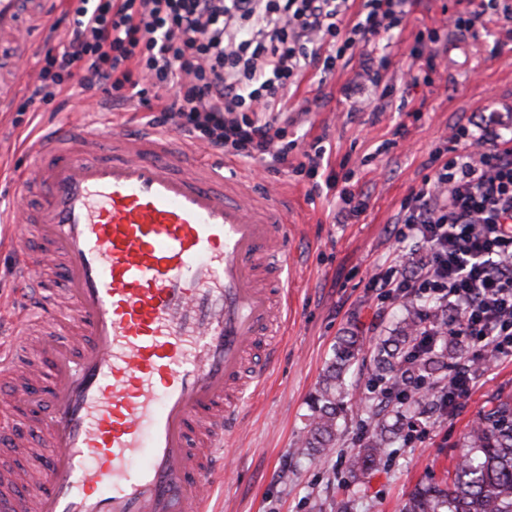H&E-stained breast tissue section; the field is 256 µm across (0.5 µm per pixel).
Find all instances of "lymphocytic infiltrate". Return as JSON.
<instances>
[{
    "label": "lymphocytic infiltrate",
    "instance_id": "1",
    "mask_svg": "<svg viewBox=\"0 0 512 512\" xmlns=\"http://www.w3.org/2000/svg\"><path fill=\"white\" fill-rule=\"evenodd\" d=\"M406 0H79L65 26L51 25L43 65L24 112L79 84L106 103L137 102L150 126L185 133L192 142L270 165L296 150L283 117L309 69L328 77L344 56L403 27ZM353 23H346L348 12ZM512 40V0H479L450 20L474 30L484 14ZM447 151H435L433 173L400 205L395 241L423 249L410 268L400 254L375 265L370 284L382 300L449 310L445 326L424 322L417 346L462 336L494 360H512V134L487 137L473 124L452 128ZM296 173L338 190L345 219L367 209L348 183L328 170L313 143Z\"/></svg>",
    "mask_w": 512,
    "mask_h": 512
}]
</instances>
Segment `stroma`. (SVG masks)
<instances>
[{
  "label": "stroma",
  "mask_w": 512,
  "mask_h": 512,
  "mask_svg": "<svg viewBox=\"0 0 512 512\" xmlns=\"http://www.w3.org/2000/svg\"><path fill=\"white\" fill-rule=\"evenodd\" d=\"M406 27L390 48L393 66L382 72L392 93L370 110L348 119L353 101L363 95L354 79L374 66L372 50L339 60L326 82L307 74L288 102V136L302 148L323 138L337 175L354 170V192L368 198L359 219L343 221L333 194L313 191L311 180L296 174L300 151L286 164L266 168L217 151L204 157L248 174L255 194L275 195L288 209L294 262L288 282V322L264 386L240 400L239 433L228 440L230 463L222 483L212 487L209 512H400L418 484H436L453 470L459 443L491 397L512 391V360L485 368L470 394L423 422V438L390 448L384 469L346 484L341 477L366 430L357 416L343 422L341 441L326 459L296 454L323 368L339 336L352 331L365 340L372 357L403 313L401 303L381 305L369 286L375 264L394 249L393 222L404 198L428 172L431 153L445 148L451 127L484 112L512 113V41L500 43V23L483 17L472 36L449 37L440 49L432 85L407 87L399 68L415 34L435 27L443 14L465 10L464 0H408ZM87 94L74 93L62 111L40 106L36 116L0 114V210L16 198L14 177L29 167L27 143L38 130L64 123L110 121L135 132L150 113L130 105L93 106ZM421 118H413L414 109ZM407 133L394 138L398 124Z\"/></svg>",
  "instance_id": "obj_1"
}]
</instances>
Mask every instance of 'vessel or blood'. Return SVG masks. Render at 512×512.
<instances>
[{
	"label": "vessel or blood",
	"instance_id": "vessel-or-blood-1",
	"mask_svg": "<svg viewBox=\"0 0 512 512\" xmlns=\"http://www.w3.org/2000/svg\"><path fill=\"white\" fill-rule=\"evenodd\" d=\"M57 8L0 0V34L15 36L18 56H34V32ZM26 13L35 16L28 30ZM35 152L20 183L35 184L41 202L0 222L31 311L68 322L75 347L58 350L44 335L50 387L35 388L34 365L17 379L29 319L0 307L13 325L0 338V381L37 410L53 451L27 487L0 471V512H206L237 428V395L267 373L246 370V352L261 330L288 320L284 208L167 133L73 123L45 132ZM56 267L67 284L61 308L45 302L41 280ZM32 450L0 427V457Z\"/></svg>",
	"mask_w": 512,
	"mask_h": 512
}]
</instances>
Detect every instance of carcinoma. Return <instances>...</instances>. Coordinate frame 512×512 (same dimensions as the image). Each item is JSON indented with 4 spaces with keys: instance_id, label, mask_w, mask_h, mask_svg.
<instances>
[{
    "instance_id": "obj_1",
    "label": "carcinoma",
    "mask_w": 512,
    "mask_h": 512,
    "mask_svg": "<svg viewBox=\"0 0 512 512\" xmlns=\"http://www.w3.org/2000/svg\"><path fill=\"white\" fill-rule=\"evenodd\" d=\"M421 318L420 309L408 311L397 322L391 336L381 343L369 364L362 356L360 336L351 332L339 338L334 355L323 370L297 453L321 458L335 451L341 435L340 420L347 411L354 409L349 386L357 366L371 372L372 382L396 395L408 391L412 393V402H421V398L413 397L418 388L408 384L395 362L415 339L414 332ZM462 358L463 349L449 341L440 355L420 354L413 365L422 376L439 383L444 380L440 371L448 368V361ZM491 404L465 434L451 482L444 488L417 485L401 512H512V392L495 394ZM361 413L366 415L367 438L359 452L351 457L348 478L352 481L385 467L387 448L407 438L398 423L377 420V414L366 406L361 408Z\"/></svg>"
}]
</instances>
